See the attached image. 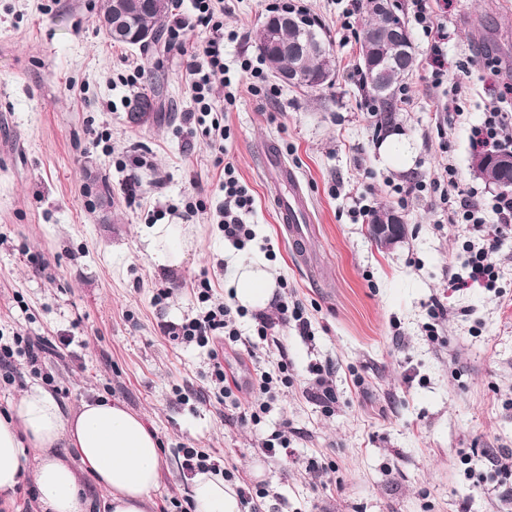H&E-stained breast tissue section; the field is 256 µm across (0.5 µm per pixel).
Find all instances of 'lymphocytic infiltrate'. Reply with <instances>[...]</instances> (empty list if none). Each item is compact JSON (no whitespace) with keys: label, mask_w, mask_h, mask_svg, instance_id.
<instances>
[{"label":"lymphocytic infiltrate","mask_w":512,"mask_h":512,"mask_svg":"<svg viewBox=\"0 0 512 512\" xmlns=\"http://www.w3.org/2000/svg\"><path fill=\"white\" fill-rule=\"evenodd\" d=\"M191 3L192 15H185L184 3ZM410 14L415 24L431 41V79L441 85L447 73L443 46L448 41V27L439 22L438 13L428 0H408ZM173 24L169 35L182 55L188 56V77L193 108L185 115L190 139L209 147L223 146L227 138L224 126V106L214 95L215 87H230V69L224 62V44L238 40L239 33L224 28V0H171ZM203 28L207 33L204 43L190 40L189 31ZM512 127V113L496 109L486 113L484 120L470 129V146L483 154L503 151L507 148L505 131ZM224 202L218 210L219 224L224 239L233 248L242 249L254 240L255 232L247 222L253 210L254 199L249 189L241 183L232 162L224 164ZM438 192L442 203L448 206V221L465 225L471 239L465 244L467 253L462 269H449L448 284L453 288H465L473 284L494 287L500 266L498 253L504 235L512 232V196L499 194L485 196L478 188H460L453 165H445L440 178L424 183L414 180L395 185V193L407 196L415 191ZM194 295L200 311L179 323H168L164 333L172 339L194 343L209 350V378L219 396L234 398L242 384L233 371L224 366L227 352H246L256 357L259 351L271 350L279 341L273 330L276 324H294L300 335H309L311 322L300 302L282 298L275 301V316L254 313L256 322L253 336H242L237 320L243 309L227 302L213 299L207 278H200ZM46 340L21 334L4 338L0 336V380L15 383L22 373L42 374L44 364L40 352ZM288 354L280 352L275 371L257 374L250 387L264 397L250 409L240 411L239 421H260L269 411L278 385L287 383Z\"/></svg>","instance_id":"lymphocytic-infiltrate-1"}]
</instances>
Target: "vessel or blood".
Here are the masks:
<instances>
[{
    "label": "vessel or blood",
    "instance_id": "1",
    "mask_svg": "<svg viewBox=\"0 0 512 512\" xmlns=\"http://www.w3.org/2000/svg\"><path fill=\"white\" fill-rule=\"evenodd\" d=\"M263 172L272 185V203L282 225V233L293 251L308 255L310 211L307 196L296 172L289 167L277 146H269L262 157Z\"/></svg>",
    "mask_w": 512,
    "mask_h": 512
}]
</instances>
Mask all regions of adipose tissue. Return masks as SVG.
Masks as SVG:
<instances>
[{
  "instance_id": "adipose-tissue-1",
  "label": "adipose tissue",
  "mask_w": 512,
  "mask_h": 512,
  "mask_svg": "<svg viewBox=\"0 0 512 512\" xmlns=\"http://www.w3.org/2000/svg\"><path fill=\"white\" fill-rule=\"evenodd\" d=\"M148 243L163 266L185 259L182 225H153ZM227 287L240 307L262 310L275 283L264 262H239ZM162 463L156 434L118 401L99 396L67 413L34 382L0 414V494H13L32 468L40 512H149ZM86 474L103 490L101 500L88 494ZM188 496L194 512H241L236 490L218 472L197 474Z\"/></svg>"
}]
</instances>
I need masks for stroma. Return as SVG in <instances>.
Masks as SVG:
<instances>
[{
	"mask_svg": "<svg viewBox=\"0 0 512 512\" xmlns=\"http://www.w3.org/2000/svg\"><path fill=\"white\" fill-rule=\"evenodd\" d=\"M276 0H224V26L242 40L224 45L239 84L225 106L228 157L255 199L256 237L244 249L224 240L216 210L224 200L219 153L187 148L192 102L187 58L167 39L143 49L112 43L99 26L101 0H0V332L61 336L62 355L45 366L65 409L106 396L140 414L165 461L156 508L184 496L179 451L223 455L235 485L262 486V512H512V474L490 458L512 453V235L503 237L497 290L448 286L468 233L451 224L437 194L398 201L393 186L436 177L455 165L462 186L497 193L473 164L471 126L493 107L512 112V0H448V81L462 114L443 120L441 92L428 79L429 41L412 30L416 65L384 132L361 94L359 44L341 27L342 0H295L325 32L336 60L333 85L317 91L276 84L253 95L241 57H256V32ZM137 89L124 79L134 66ZM154 110L130 115L142 97ZM108 142L95 144L93 132ZM398 136L413 162L387 164L380 147ZM277 143L307 189L312 211L310 266L279 232L260 168ZM150 161L138 168L133 156ZM106 180L112 203L93 205L87 187ZM406 220L388 249L353 218V196ZM201 199L188 226L186 258L169 269L148 252L155 221ZM272 244L269 261L288 296L306 307L312 337L276 326L288 352L290 387L259 423L240 424L210 385L207 348L176 344L162 327L196 314L193 288L208 277L226 300L227 258L250 260ZM169 297L156 301L160 291ZM448 308L432 320L431 305ZM335 367V411L308 399L309 366ZM294 432L289 457L270 458L264 440ZM332 463L312 490L308 466ZM486 474L478 484L467 470Z\"/></svg>",
	"mask_w": 512,
	"mask_h": 512,
	"instance_id": "1",
	"label": "stroma"
}]
</instances>
